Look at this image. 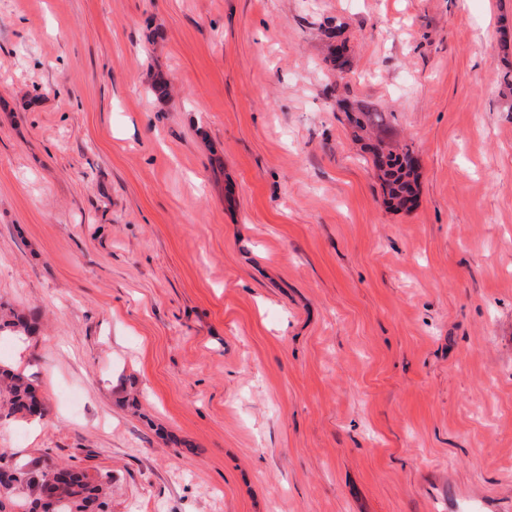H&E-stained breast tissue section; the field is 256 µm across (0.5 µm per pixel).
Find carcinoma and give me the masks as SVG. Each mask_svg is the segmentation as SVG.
Returning a JSON list of instances; mask_svg holds the SVG:
<instances>
[{"label":"carcinoma","mask_w":512,"mask_h":512,"mask_svg":"<svg viewBox=\"0 0 512 512\" xmlns=\"http://www.w3.org/2000/svg\"><path fill=\"white\" fill-rule=\"evenodd\" d=\"M355 140L365 142L372 166L383 191L385 203L393 210L407 208L419 189L418 167L411 146L390 138V123L383 112L370 103L347 113ZM28 318L0 304V332L29 334ZM46 406L38 388L9 366L0 367V420L43 418ZM110 481L91 480L86 473L68 465L38 467L12 463L11 473H0V512H42L48 491L62 494L69 506L64 512H107Z\"/></svg>","instance_id":"1"}]
</instances>
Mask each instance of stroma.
Wrapping results in <instances>:
<instances>
[{
  "mask_svg": "<svg viewBox=\"0 0 512 512\" xmlns=\"http://www.w3.org/2000/svg\"><path fill=\"white\" fill-rule=\"evenodd\" d=\"M510 66L512 0H0V450L111 512H512ZM357 141L365 142L372 155V166L390 209L402 210L413 203L419 189L418 167L409 144L390 138V123L384 112L370 103L357 106L356 112H346ZM33 330L28 318L8 305L0 304V332L8 331L15 334H29ZM46 406L38 388L9 366L0 367V420L43 418Z\"/></svg>",
  "mask_w": 512,
  "mask_h": 512,
  "instance_id": "obj_1",
  "label": "stroma"
}]
</instances>
